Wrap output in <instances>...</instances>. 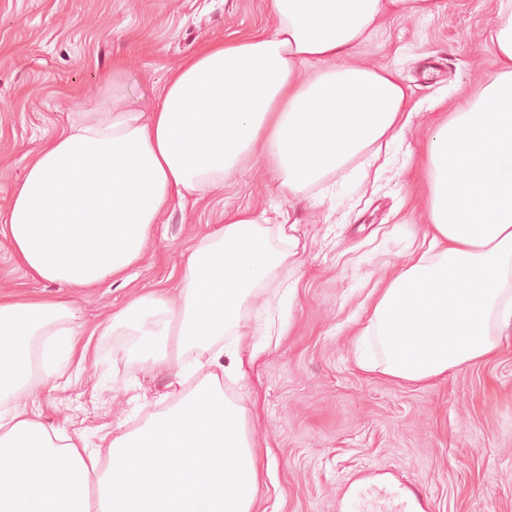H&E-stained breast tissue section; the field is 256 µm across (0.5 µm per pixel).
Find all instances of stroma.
I'll list each match as a JSON object with an SVG mask.
<instances>
[{"label":"stroma","instance_id":"35a3bbf8","mask_svg":"<svg viewBox=\"0 0 512 512\" xmlns=\"http://www.w3.org/2000/svg\"><path fill=\"white\" fill-rule=\"evenodd\" d=\"M430 15L388 18L359 50L398 72L420 109L376 183L336 176L323 203L289 195L266 155L198 203L174 207L127 280L73 293L79 330L150 288H179L189 247L242 207L278 223L288 211L306 248L267 281H296L291 325L251 314L279 335L228 395L245 408L262 475L255 512H365L359 484L423 491L427 512H512V335L490 360L423 387L362 373L354 324L372 285L422 240L428 224L427 146L451 108L499 70L487 39L497 0H439ZM270 0H0V213L34 153L74 113L102 105L116 66L144 103L165 71L206 44L270 27ZM62 286L28 278L0 236V298L53 297ZM93 336L78 379L37 395L42 422L89 439L141 415L166 393L167 374Z\"/></svg>","mask_w":512,"mask_h":512}]
</instances>
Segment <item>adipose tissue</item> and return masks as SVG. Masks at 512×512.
Here are the masks:
<instances>
[{"mask_svg":"<svg viewBox=\"0 0 512 512\" xmlns=\"http://www.w3.org/2000/svg\"><path fill=\"white\" fill-rule=\"evenodd\" d=\"M437 7L271 0V27L169 68L147 112L113 72L111 106L70 120L16 185L0 218L15 263L67 288L121 279L174 204L222 185L257 148L297 196L359 155L362 178H380L418 106L396 71L357 50L388 17ZM490 43L499 72L431 139L423 240L364 309L356 336L379 348L359 360L366 373L429 385L512 334V0H499ZM300 246L291 214L270 232L253 210L227 213L188 251L177 293L151 289L114 312L106 330L131 337L128 354L180 392L96 444L47 428L35 408L82 349L77 309L0 300V512H254V444L222 379L266 351L243 310ZM226 336L232 347L218 348Z\"/></svg>","mask_w":512,"mask_h":512,"instance_id":"1","label":"adipose tissue"}]
</instances>
